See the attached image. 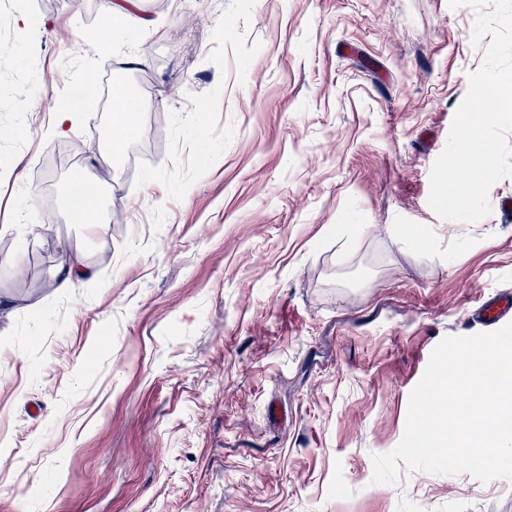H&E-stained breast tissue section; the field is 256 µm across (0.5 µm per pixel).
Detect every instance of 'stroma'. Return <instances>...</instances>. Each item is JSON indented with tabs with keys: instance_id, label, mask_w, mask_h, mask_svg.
I'll return each mask as SVG.
<instances>
[{
	"instance_id": "35a3bbf8",
	"label": "stroma",
	"mask_w": 512,
	"mask_h": 512,
	"mask_svg": "<svg viewBox=\"0 0 512 512\" xmlns=\"http://www.w3.org/2000/svg\"><path fill=\"white\" fill-rule=\"evenodd\" d=\"M99 0L0 22V496L21 512H512V479L400 467L409 396L512 290V177L474 223L428 204L471 73L449 0ZM349 43L358 54L340 55ZM140 87L130 162L89 72ZM81 112L47 134L59 91ZM105 224L75 222L74 169ZM81 253L98 276L56 285ZM118 2L112 0L104 1L102 5V19H103V36L98 43V48L105 49L108 46L106 39V33L117 25H124L133 20L135 17L132 11L125 9L124 6H120Z\"/></svg>"
}]
</instances>
